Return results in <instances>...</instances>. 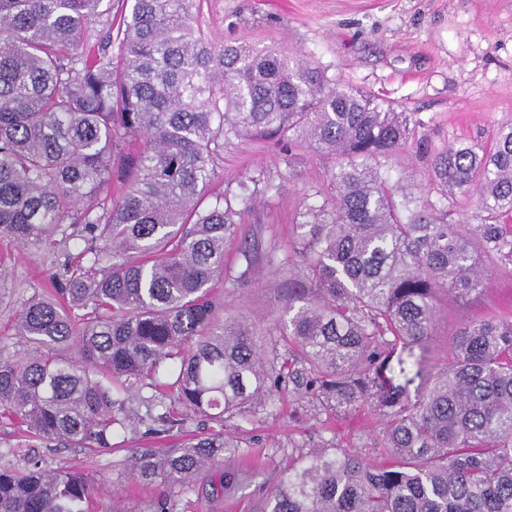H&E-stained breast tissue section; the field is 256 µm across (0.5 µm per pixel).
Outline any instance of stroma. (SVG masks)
I'll use <instances>...</instances> for the list:
<instances>
[{"mask_svg": "<svg viewBox=\"0 0 512 512\" xmlns=\"http://www.w3.org/2000/svg\"><path fill=\"white\" fill-rule=\"evenodd\" d=\"M201 19L214 40L299 54L412 112L411 142L382 163L394 181L426 188L428 151L451 142L491 143L500 126L512 122V0H203ZM327 170V161L307 146L225 139L214 192L231 194L251 181L257 190L237 238L224 248V281L215 293L224 299L225 315L248 317L261 328L275 324L286 305L295 217L321 204L317 191ZM61 261V255L24 250L0 238V270L14 304L43 292ZM495 306H512L510 273L494 272L489 292L480 297L439 296L430 340L433 365L446 363L463 322ZM376 423L368 407L336 415L293 395L255 410L247 423L225 420V434L240 437L242 453L223 468L243 484L219 495L203 483L173 498L127 474L128 455L178 446L185 433L178 429L130 435L118 449L87 450L30 445L22 429L0 417V453L28 454L80 471L92 482L107 481L123 512H255L281 468L318 443L377 459L369 435Z\"/></svg>", "mask_w": 512, "mask_h": 512, "instance_id": "35a3bbf8", "label": "stroma"}]
</instances>
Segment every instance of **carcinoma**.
<instances>
[{"instance_id": "carcinoma-1", "label": "carcinoma", "mask_w": 512, "mask_h": 512, "mask_svg": "<svg viewBox=\"0 0 512 512\" xmlns=\"http://www.w3.org/2000/svg\"><path fill=\"white\" fill-rule=\"evenodd\" d=\"M126 2L116 21L104 0H0V236L34 252L84 242L54 292L21 303L17 345L0 341V414L74 448L205 417L221 429L128 460L133 478L186 490L239 453L226 418L287 393L366 406L391 462L325 443L280 471L259 512H512V313L464 322L435 372L428 347L438 293H485L483 258L512 270V125L433 152L437 204L421 202L381 172L412 138L409 113L285 51L214 42L202 0ZM230 135L330 160L288 256L300 287L266 331L213 293L255 195L243 183L203 204ZM471 194L479 223L450 220ZM99 492L0 453V512H94Z\"/></svg>"}]
</instances>
